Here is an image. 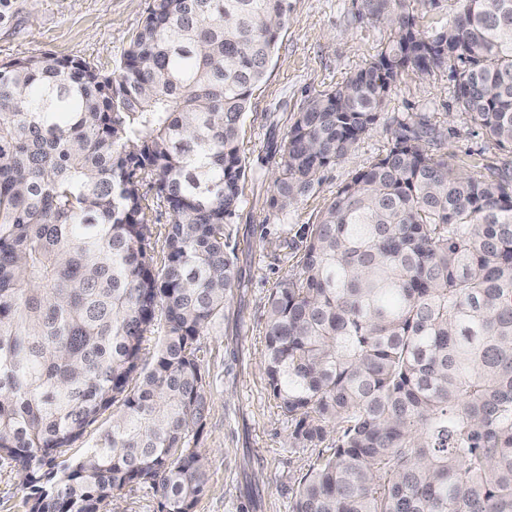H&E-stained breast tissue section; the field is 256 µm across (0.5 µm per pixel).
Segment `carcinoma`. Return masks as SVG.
<instances>
[{
	"label": "carcinoma",
	"mask_w": 512,
	"mask_h": 512,
	"mask_svg": "<svg viewBox=\"0 0 512 512\" xmlns=\"http://www.w3.org/2000/svg\"><path fill=\"white\" fill-rule=\"evenodd\" d=\"M461 2L427 34L411 0H360L358 21L392 37L304 101L272 210L370 133L409 73L449 71L456 105L512 150V0ZM289 10L153 0L113 76L47 54L0 64V461L30 512H103L132 486L157 512H194L198 342L240 287L241 130ZM431 134L397 123L270 293V393L292 446L331 440L292 512H512V177L454 169ZM161 206L171 221L154 233ZM109 409L95 444L65 458Z\"/></svg>",
	"instance_id": "cac0c4a2"
}]
</instances>
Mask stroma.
<instances>
[{
  "mask_svg": "<svg viewBox=\"0 0 512 512\" xmlns=\"http://www.w3.org/2000/svg\"><path fill=\"white\" fill-rule=\"evenodd\" d=\"M291 10L265 83L251 99L240 140L246 166L244 202L231 229L242 282L224 315L201 339L210 402L198 445L208 483L195 512H291L294 492L315 460L294 448L291 423L277 408L261 361L268 298L297 273L307 230L336 191L391 146L400 120L427 118L438 134L432 152L450 165L487 177L512 172L499 148L458 109L448 72L400 78L373 130L342 161L323 169L287 214L268 207L279 175V148L303 101L334 89L388 41L387 25L355 20L359 0H289ZM152 0H9L0 7V63L40 54L83 61L105 74L134 38Z\"/></svg>",
  "mask_w": 512,
  "mask_h": 512,
  "instance_id": "1",
  "label": "stroma"
}]
</instances>
